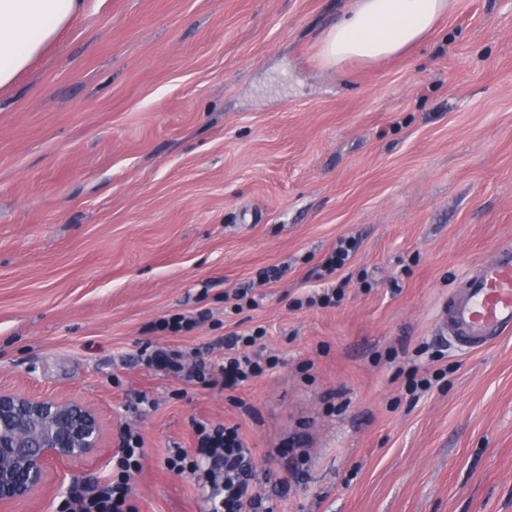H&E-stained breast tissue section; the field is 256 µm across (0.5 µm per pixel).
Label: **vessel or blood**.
<instances>
[{"label": "vessel or blood", "mask_w": 512, "mask_h": 512, "mask_svg": "<svg viewBox=\"0 0 512 512\" xmlns=\"http://www.w3.org/2000/svg\"><path fill=\"white\" fill-rule=\"evenodd\" d=\"M440 326L466 352L512 333V249L500 250L466 275L449 297Z\"/></svg>", "instance_id": "b4317fda"}]
</instances>
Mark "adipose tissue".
<instances>
[{
	"label": "adipose tissue",
	"instance_id": "ef3b65f1",
	"mask_svg": "<svg viewBox=\"0 0 512 512\" xmlns=\"http://www.w3.org/2000/svg\"><path fill=\"white\" fill-rule=\"evenodd\" d=\"M452 0H355L322 38L331 67L378 63L423 42ZM86 7V0H0V90L8 89Z\"/></svg>",
	"mask_w": 512,
	"mask_h": 512
}]
</instances>
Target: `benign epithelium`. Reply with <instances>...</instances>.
<instances>
[{
	"label": "benign epithelium",
	"instance_id": "benign-epithelium-1",
	"mask_svg": "<svg viewBox=\"0 0 512 512\" xmlns=\"http://www.w3.org/2000/svg\"><path fill=\"white\" fill-rule=\"evenodd\" d=\"M103 441L95 409L59 394L0 388V512L64 479L67 467L95 461Z\"/></svg>",
	"mask_w": 512,
	"mask_h": 512
}]
</instances>
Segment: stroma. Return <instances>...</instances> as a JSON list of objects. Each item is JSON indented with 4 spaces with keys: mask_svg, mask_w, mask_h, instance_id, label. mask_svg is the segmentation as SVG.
<instances>
[{
    "mask_svg": "<svg viewBox=\"0 0 512 512\" xmlns=\"http://www.w3.org/2000/svg\"><path fill=\"white\" fill-rule=\"evenodd\" d=\"M352 5L87 0L0 91V386L101 413L106 452L70 481L105 476L128 427L136 512H200L163 465L197 420L238 426L274 512H512V336L463 352L439 325L512 247V0L326 66ZM342 237V300L305 306ZM178 313L200 322L157 331ZM258 327L277 364L234 391L146 364L210 365ZM182 351L173 348H157L146 359V363L156 371L163 373L182 374L187 381L202 378V374L194 369L185 371Z\"/></svg>",
    "mask_w": 512,
    "mask_h": 512,
    "instance_id": "obj_1",
    "label": "stroma"
}]
</instances>
